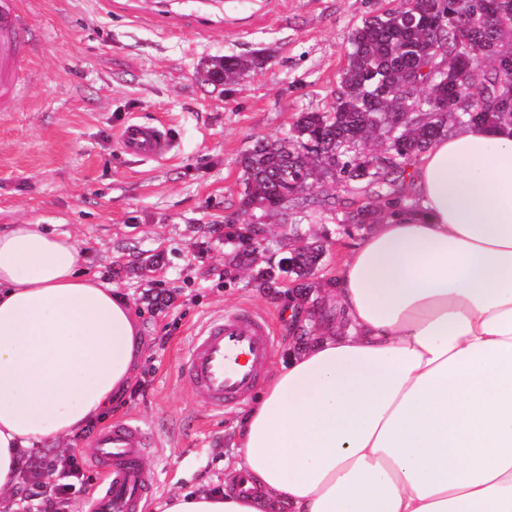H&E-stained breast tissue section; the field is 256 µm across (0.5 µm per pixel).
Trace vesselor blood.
I'll list each match as a JSON object with an SVG mask.
<instances>
[{
    "instance_id": "1",
    "label": "vessel or blood",
    "mask_w": 512,
    "mask_h": 512,
    "mask_svg": "<svg viewBox=\"0 0 512 512\" xmlns=\"http://www.w3.org/2000/svg\"><path fill=\"white\" fill-rule=\"evenodd\" d=\"M36 48L23 0H0V112L15 111L23 95V70ZM125 155L143 161L168 157L173 140L162 123L130 121L118 135ZM276 340L267 322L247 309L217 316L193 338L182 370L196 398L223 411L246 398L271 358ZM146 432L129 421L113 423L92 438L102 476L100 493L87 512H140L149 487L141 458Z\"/></svg>"
}]
</instances>
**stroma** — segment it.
Returning <instances> with one entry per match:
<instances>
[{
	"instance_id": "35a3bbf8",
	"label": "stroma",
	"mask_w": 512,
	"mask_h": 512,
	"mask_svg": "<svg viewBox=\"0 0 512 512\" xmlns=\"http://www.w3.org/2000/svg\"><path fill=\"white\" fill-rule=\"evenodd\" d=\"M394 0H24L39 51L24 71L16 111L0 114V227L53 224L76 235L82 266L111 281L138 310L149 339L120 418L150 433L143 461L161 499L223 485L239 451L238 407L217 415L181 376L192 327L243 307L276 336L272 365L301 335L318 336L335 310L320 285L335 275L359 231L330 222L351 196L326 187L305 234L330 238L318 288L290 282L262 291L231 269L224 222L237 210L239 160L255 139L287 134L299 113L326 110L340 88L348 38ZM264 49L267 66L231 90L202 82L205 59ZM130 120L164 121L174 148L160 162L118 148ZM163 254L159 267L140 261Z\"/></svg>"
}]
</instances>
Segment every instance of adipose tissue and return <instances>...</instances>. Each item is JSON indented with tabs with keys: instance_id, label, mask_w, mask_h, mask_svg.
Returning <instances> with one entry per match:
<instances>
[{
	"instance_id": "adipose-tissue-1",
	"label": "adipose tissue",
	"mask_w": 512,
	"mask_h": 512,
	"mask_svg": "<svg viewBox=\"0 0 512 512\" xmlns=\"http://www.w3.org/2000/svg\"><path fill=\"white\" fill-rule=\"evenodd\" d=\"M415 209L364 231L324 327L236 430L248 492L154 512H512V132L471 124L412 166ZM147 349L129 300L49 224L0 228V512L24 458L108 418Z\"/></svg>"
}]
</instances>
